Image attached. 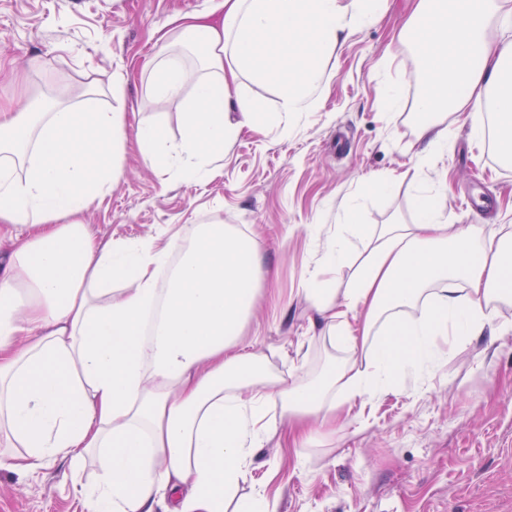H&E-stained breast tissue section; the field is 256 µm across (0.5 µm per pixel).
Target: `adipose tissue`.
Segmentation results:
<instances>
[{"label":"adipose tissue","mask_w":512,"mask_h":512,"mask_svg":"<svg viewBox=\"0 0 512 512\" xmlns=\"http://www.w3.org/2000/svg\"><path fill=\"white\" fill-rule=\"evenodd\" d=\"M358 2L349 18L336 0H219L221 23L207 10L176 18L174 33L200 50L199 70L185 68L166 35L144 67L150 98L185 100L172 147L162 127H130L92 92L74 107L0 113V434L17 449L0 468L24 473L61 458L76 477L100 454L101 477L84 490L89 512H155L166 499V512H224L266 439L270 398L305 445L337 405L428 360L437 337L455 349L487 330L512 334V322L492 320L512 303V233L487 238L449 223L428 191L410 224L363 225L359 203H345L364 253L344 235L330 239L305 288L348 353L319 384L297 365L271 373L240 343L261 274L253 238L195 224L162 245L112 243L76 219L121 174L127 137L145 164L207 178L240 127L279 130L284 113L311 111L342 34L374 23L388 0ZM494 26L512 27V0H417L402 28L417 50L419 136L434 150L446 149L443 120L457 113L478 140L494 121L512 160V34L491 41ZM246 72L280 85L281 110L256 111L239 95Z\"/></svg>","instance_id":"adipose-tissue-1"}]
</instances>
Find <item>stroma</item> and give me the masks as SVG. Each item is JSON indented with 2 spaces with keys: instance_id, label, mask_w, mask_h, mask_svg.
<instances>
[{
  "instance_id": "stroma-1",
  "label": "stroma",
  "mask_w": 512,
  "mask_h": 512,
  "mask_svg": "<svg viewBox=\"0 0 512 512\" xmlns=\"http://www.w3.org/2000/svg\"><path fill=\"white\" fill-rule=\"evenodd\" d=\"M209 0H0V104L40 108L72 104L90 88L104 110L129 112L131 124L161 126L181 138L179 100L152 101L141 70L158 50L156 33L172 17L209 8ZM414 0H389L378 23L350 27L325 62V86L310 112L285 115L287 136L242 130L224 148L213 178L200 182L144 167L128 148L122 174L82 220L101 240L185 235L220 222L251 235L262 274L256 312L241 343L262 351L279 373L301 366L315 379L345 356L313 328L304 288L324 242L358 200L360 223L415 219L421 177L447 174L449 223L484 234L512 225V165L493 137L473 139L463 116L445 120L448 147L430 151L418 134L414 51L399 35ZM125 78L113 96L115 75ZM393 81L404 97L387 112L377 84ZM428 155L427 171L418 156ZM393 183L373 189L375 179ZM405 372L386 392L358 400L349 418L303 448L278 425L252 454L237 495H265L276 512H512V335L480 337ZM98 459L73 482L63 460L21 475L0 468V512H88L79 485H91Z\"/></svg>"
}]
</instances>
